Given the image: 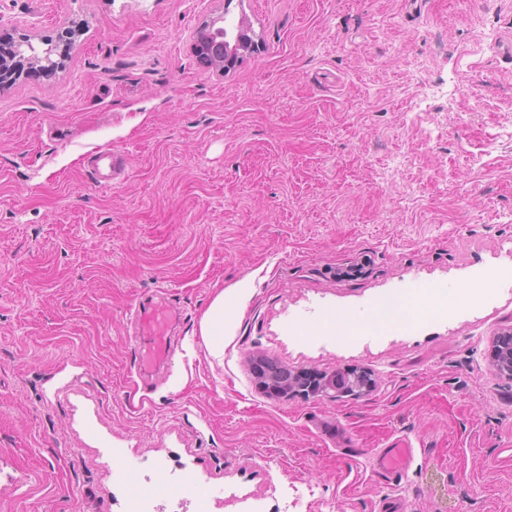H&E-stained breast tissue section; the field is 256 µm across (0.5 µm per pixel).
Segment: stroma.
Here are the masks:
<instances>
[{"instance_id": "1", "label": "stroma", "mask_w": 512, "mask_h": 512, "mask_svg": "<svg viewBox=\"0 0 512 512\" xmlns=\"http://www.w3.org/2000/svg\"><path fill=\"white\" fill-rule=\"evenodd\" d=\"M223 13L260 44L225 74L192 49ZM72 20L61 71L0 88V512H512V0H0L17 36ZM162 298L141 378L130 311ZM256 356L375 386L273 396ZM202 336L217 338L224 335V297L217 295L201 322ZM136 321L147 330L148 336H153L152 350L146 355H141L140 369L146 370V364H150L157 357H166L169 352L165 332L166 314L161 305H154L150 309L138 308L134 312ZM512 332H505L501 336L496 337L494 340L493 350V367L499 374L512 378V345L505 347L502 343V337L505 339L510 338ZM413 457V448H384L376 454L379 473L387 481L400 482Z\"/></svg>"}]
</instances>
